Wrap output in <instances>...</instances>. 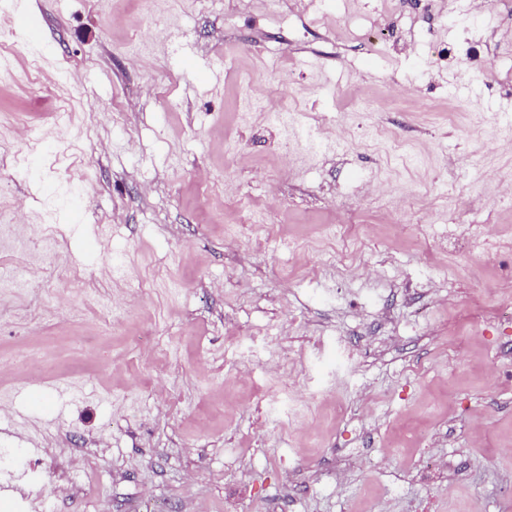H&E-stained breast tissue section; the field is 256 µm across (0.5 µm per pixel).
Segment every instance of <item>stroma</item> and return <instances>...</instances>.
I'll list each match as a JSON object with an SVG mask.
<instances>
[{
  "label": "stroma",
  "mask_w": 512,
  "mask_h": 512,
  "mask_svg": "<svg viewBox=\"0 0 512 512\" xmlns=\"http://www.w3.org/2000/svg\"><path fill=\"white\" fill-rule=\"evenodd\" d=\"M28 11L36 44L0 15V216L56 245L0 235V363L34 361L0 377V512H512V0ZM252 90L301 94L320 147L242 120ZM228 188L277 201L262 252Z\"/></svg>",
  "instance_id": "stroma-1"
}]
</instances>
